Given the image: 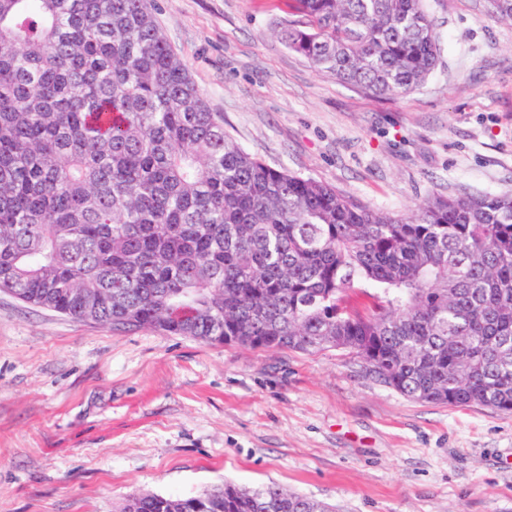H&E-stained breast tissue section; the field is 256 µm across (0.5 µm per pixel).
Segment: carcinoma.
<instances>
[{
  "instance_id": "cac0c4a2",
  "label": "carcinoma",
  "mask_w": 512,
  "mask_h": 512,
  "mask_svg": "<svg viewBox=\"0 0 512 512\" xmlns=\"http://www.w3.org/2000/svg\"><path fill=\"white\" fill-rule=\"evenodd\" d=\"M292 7L305 22L281 40L341 83L400 97L437 65L423 0ZM0 291L114 331L343 350L407 398L512 411V194L394 216L268 166L224 132L150 0H0ZM188 502L336 512L275 485Z\"/></svg>"
}]
</instances>
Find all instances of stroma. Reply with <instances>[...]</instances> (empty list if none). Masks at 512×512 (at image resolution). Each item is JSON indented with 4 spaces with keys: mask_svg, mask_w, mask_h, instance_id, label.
<instances>
[{
    "mask_svg": "<svg viewBox=\"0 0 512 512\" xmlns=\"http://www.w3.org/2000/svg\"><path fill=\"white\" fill-rule=\"evenodd\" d=\"M440 59L379 98L276 35L290 0H154L225 132L377 212L512 193V24L425 0ZM277 484L337 512H512V412L403 397L341 350L118 332L0 292V512H115L129 496Z\"/></svg>",
    "mask_w": 512,
    "mask_h": 512,
    "instance_id": "obj_1",
    "label": "stroma"
}]
</instances>
